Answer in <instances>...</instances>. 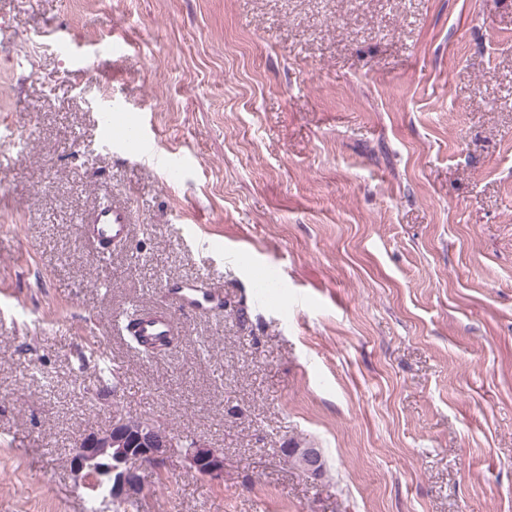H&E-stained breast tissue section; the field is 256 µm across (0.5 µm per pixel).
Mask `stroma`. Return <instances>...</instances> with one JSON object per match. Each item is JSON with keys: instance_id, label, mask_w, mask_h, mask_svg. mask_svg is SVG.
I'll use <instances>...</instances> for the list:
<instances>
[{"instance_id": "1", "label": "stroma", "mask_w": 512, "mask_h": 512, "mask_svg": "<svg viewBox=\"0 0 512 512\" xmlns=\"http://www.w3.org/2000/svg\"><path fill=\"white\" fill-rule=\"evenodd\" d=\"M116 416L224 453L138 512H512V0H0V512H89ZM90 233L99 245L120 242L128 235L134 217L131 210L123 204H112L95 211L89 220ZM174 319L168 313H149L145 320L141 324V332L143 336H148L152 339H156L159 336H165L163 339L166 340L165 348H168L172 341L167 340V336L174 329ZM284 455L304 474L319 477L323 473L322 450L314 445L305 448H283Z\"/></svg>"}]
</instances>
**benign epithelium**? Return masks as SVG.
<instances>
[{
    "mask_svg": "<svg viewBox=\"0 0 512 512\" xmlns=\"http://www.w3.org/2000/svg\"><path fill=\"white\" fill-rule=\"evenodd\" d=\"M183 441L159 421L115 416L109 427L75 440L70 469L85 484L94 481L103 485L111 500L134 501L143 493L140 470L178 453ZM283 453L304 474L322 475L321 449L313 445L287 447ZM184 459L202 475L214 479L224 475L223 453L199 439H192V448L184 453Z\"/></svg>",
    "mask_w": 512,
    "mask_h": 512,
    "instance_id": "7a95c632",
    "label": "benign epithelium"
}]
</instances>
